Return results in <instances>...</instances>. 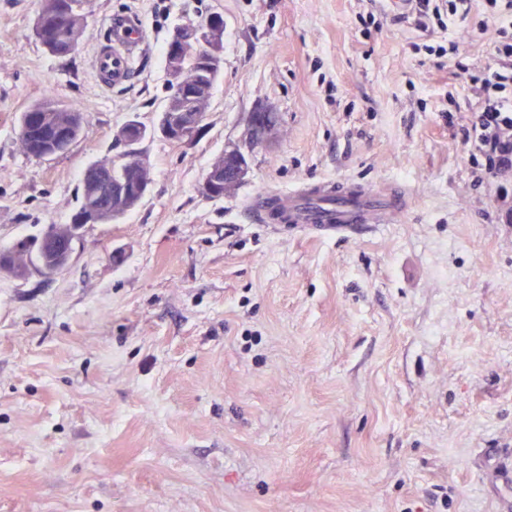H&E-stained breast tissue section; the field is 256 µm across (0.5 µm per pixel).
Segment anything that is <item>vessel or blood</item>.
Instances as JSON below:
<instances>
[{
  "label": "vessel or blood",
  "mask_w": 512,
  "mask_h": 512,
  "mask_svg": "<svg viewBox=\"0 0 512 512\" xmlns=\"http://www.w3.org/2000/svg\"><path fill=\"white\" fill-rule=\"evenodd\" d=\"M111 32L110 41L96 51L93 67L101 81L115 87L131 80L133 60L145 40L139 24L122 16L113 19ZM260 197L277 203L276 210L259 209L261 221L294 224L324 237L339 232L359 235L365 225L389 223L408 205L407 195L400 191L332 181L305 183L288 191L267 189Z\"/></svg>",
  "instance_id": "obj_1"
}]
</instances>
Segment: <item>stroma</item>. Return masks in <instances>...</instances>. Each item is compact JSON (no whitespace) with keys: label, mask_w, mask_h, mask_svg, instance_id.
<instances>
[{"label":"stroma","mask_w":512,"mask_h":512,"mask_svg":"<svg viewBox=\"0 0 512 512\" xmlns=\"http://www.w3.org/2000/svg\"><path fill=\"white\" fill-rule=\"evenodd\" d=\"M40 7L0 0V252L69 223L128 120L151 184L82 225L63 270H0V512H512V172L488 179L462 140L498 40L485 0L426 31L380 0H90L67 57ZM215 12L201 129L169 141L168 44ZM118 14L147 47L107 88L92 61ZM47 96L84 124L41 159L19 117ZM258 110L247 176L211 199ZM312 180L410 205L331 240L253 222L260 192ZM36 34L47 51L55 56L69 55L76 48L71 43L70 29L66 23L63 26L44 28Z\"/></svg>","instance_id":"1"}]
</instances>
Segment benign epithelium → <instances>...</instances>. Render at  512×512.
Returning a JSON list of instances; mask_svg holds the SVG:
<instances>
[{
  "mask_svg": "<svg viewBox=\"0 0 512 512\" xmlns=\"http://www.w3.org/2000/svg\"><path fill=\"white\" fill-rule=\"evenodd\" d=\"M224 30V18L214 13L206 21L186 28V31H177L168 45L166 57L167 71L172 82L180 93L187 94L192 98H200L203 103H208L211 89L193 83L187 78L185 39L184 33L190 34V40L196 46L195 60L202 69H220L221 55L218 41ZM176 113L172 110L171 104H166L159 123L161 132L173 141L179 142L195 136L201 118L193 115L180 125H175ZM147 128L136 120L128 121L119 131V138L129 145V155L125 157L124 163L128 169L115 172L112 165H106L104 175L96 182L99 202L125 195L132 189L139 198H144L149 190L150 177L148 166L140 152L139 144ZM249 170L247 160H239L231 168H224V182L205 179L204 190L211 198L222 199L231 194L238 184L245 178Z\"/></svg>",
  "mask_w": 512,
  "mask_h": 512,
  "instance_id": "benign-epithelium-1",
  "label": "benign epithelium"
}]
</instances>
